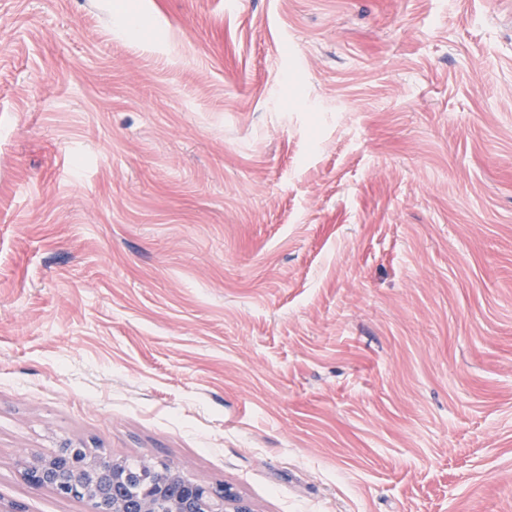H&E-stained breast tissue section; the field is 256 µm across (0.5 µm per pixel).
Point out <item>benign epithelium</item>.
<instances>
[{
  "label": "benign epithelium",
  "instance_id": "1",
  "mask_svg": "<svg viewBox=\"0 0 512 512\" xmlns=\"http://www.w3.org/2000/svg\"><path fill=\"white\" fill-rule=\"evenodd\" d=\"M22 477L33 487L87 501L91 512H252L230 484H206L148 462L130 472L121 461L97 458L72 444L25 461ZM135 477L146 489L130 500L124 485Z\"/></svg>",
  "mask_w": 512,
  "mask_h": 512
}]
</instances>
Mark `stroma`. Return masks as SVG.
<instances>
[{
	"label": "stroma",
	"mask_w": 512,
	"mask_h": 512,
	"mask_svg": "<svg viewBox=\"0 0 512 512\" xmlns=\"http://www.w3.org/2000/svg\"><path fill=\"white\" fill-rule=\"evenodd\" d=\"M67 443L512 512V0H0V505Z\"/></svg>",
	"instance_id": "1"
}]
</instances>
